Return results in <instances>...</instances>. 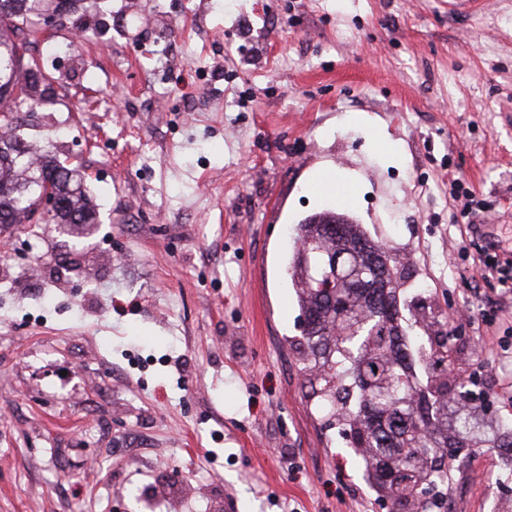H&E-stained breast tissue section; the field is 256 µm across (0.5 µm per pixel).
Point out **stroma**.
<instances>
[{
  "label": "stroma",
  "mask_w": 512,
  "mask_h": 512,
  "mask_svg": "<svg viewBox=\"0 0 512 512\" xmlns=\"http://www.w3.org/2000/svg\"><path fill=\"white\" fill-rule=\"evenodd\" d=\"M43 41L12 133L95 222L4 230L0 512H388L303 387L286 234L326 210L399 256L476 431L512 419V0H78ZM444 492L512 512V471L466 448Z\"/></svg>",
  "instance_id": "stroma-1"
}]
</instances>
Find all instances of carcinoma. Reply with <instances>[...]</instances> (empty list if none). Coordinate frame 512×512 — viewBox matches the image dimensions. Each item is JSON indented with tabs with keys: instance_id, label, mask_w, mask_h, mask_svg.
<instances>
[{
	"instance_id": "1",
	"label": "carcinoma",
	"mask_w": 512,
	"mask_h": 512,
	"mask_svg": "<svg viewBox=\"0 0 512 512\" xmlns=\"http://www.w3.org/2000/svg\"><path fill=\"white\" fill-rule=\"evenodd\" d=\"M44 0H0V99L11 87L28 89L25 106L33 107L43 94L38 73L19 55L25 44L11 33L25 26L30 32ZM16 113L0 116V224L27 219L38 204L42 188L60 193L65 206L53 213L55 224H91L94 215L75 181L74 171L53 159L28 160L23 143L10 135ZM342 221V234L329 225ZM310 243L306 263L298 261L297 243ZM341 242L346 253L344 281L337 288H319L325 274L324 253ZM289 274L308 330L298 348L307 396L323 416L334 419L349 434L352 449L365 460L372 485L390 503V512H435L419 495V486L448 482V449L466 440L467 448H502L512 462V440L495 433L473 434L469 404L474 391L454 386L462 400L453 435H448V340L420 338L408 345L399 318L406 276L389 248L374 240L359 224L332 211L316 213L295 229ZM384 292L391 317L380 315L378 289ZM427 382H421L418 371Z\"/></svg>"
}]
</instances>
